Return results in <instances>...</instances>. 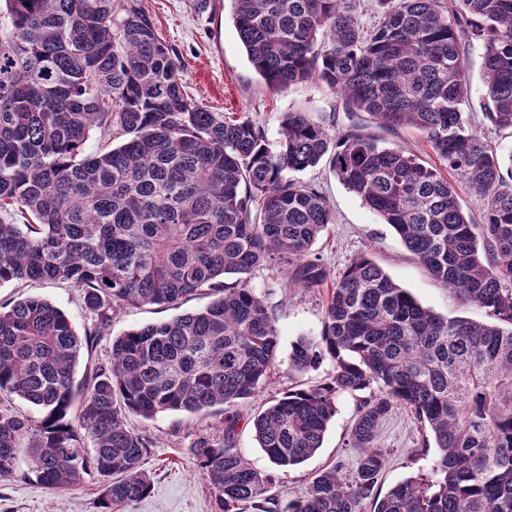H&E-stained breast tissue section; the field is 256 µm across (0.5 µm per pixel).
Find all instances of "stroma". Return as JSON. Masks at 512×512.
Listing matches in <instances>:
<instances>
[{
    "label": "stroma",
    "mask_w": 512,
    "mask_h": 512,
    "mask_svg": "<svg viewBox=\"0 0 512 512\" xmlns=\"http://www.w3.org/2000/svg\"><path fill=\"white\" fill-rule=\"evenodd\" d=\"M152 16L163 40L175 48L185 64L182 79L189 98L211 111L227 116H246L262 126L270 141L279 138L283 113L305 111L314 116L335 115L338 126H346L342 99L325 83L309 79L277 91L268 90L247 59L230 12H211L209 0H138ZM469 90L466 113L480 130L485 143L501 152L512 151V129L493 126L485 117L483 47L473 42L465 53ZM298 180L314 185L330 201L336 222L322 233L312 247L328 272L326 284L314 288L284 287V269L262 264L250 273L252 286L272 311L280 332L278 359L258 393L242 406L236 446L258 471H276L270 495L287 500L302 494L313 477L333 465L351 463L344 442L356 416L358 398L344 393L336 399V415L322 447L300 465L274 469L259 447L252 427L253 417L290 388L325 383L334 372L332 362L303 373H289L288 355L302 336L316 337L322 330L324 307L339 273L360 255L375 261L397 284L409 290L424 306L445 317L485 320L482 309L463 303L453 291L441 286L406 250L393 229L330 172L328 165L298 173ZM29 296L48 299L69 318L77 332L89 327L94 315L85 306L80 289L67 282L28 281L0 284V303ZM209 302L204 294L187 297L178 307L127 306L112 316L108 336L91 350L82 351L77 375L111 358L112 339L129 330L157 324L175 313L195 312ZM129 425L148 438L152 446L143 467L151 480L150 492L140 501L116 508L115 512H216L215 496L202 476L192 446L198 437L222 439L221 419L207 412H165L146 420L129 415ZM427 430L412 414L395 409L382 424L378 446L388 456L380 489L388 491L403 479L429 474L437 456L427 446ZM101 485L88 476L77 488L55 492L37 482L27 458H19L14 473L0 479V512H98Z\"/></svg>",
    "instance_id": "1"
}]
</instances>
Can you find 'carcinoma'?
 <instances>
[{
	"label": "carcinoma",
	"mask_w": 512,
	"mask_h": 512,
	"mask_svg": "<svg viewBox=\"0 0 512 512\" xmlns=\"http://www.w3.org/2000/svg\"><path fill=\"white\" fill-rule=\"evenodd\" d=\"M0 10V283L66 281L94 322L79 335L50 301L0 304V479L19 455L52 491L99 477V512L145 497L148 438L126 416H223V438L192 448L218 512H512V154L487 145L464 116L466 44H484L490 123L512 128V0H378L364 26L350 0H230L247 58L272 89L310 78L346 111L385 129L416 127L441 165L485 201L475 224L439 169L361 125L282 114L272 145L249 118L187 98L176 51L128 0H4ZM121 139L88 150L90 131ZM329 159L339 182L390 225L441 285L487 320L445 318L371 258L338 277L317 339L302 336L288 372L329 359L330 381L290 390L254 417L277 468L322 447L336 397L359 395L346 447L300 496H266L272 473L235 445L240 407L276 363L280 333L247 274L276 258L287 288L323 284L311 248L336 222L328 199L290 178ZM20 216L24 223H14ZM206 291L203 310L112 338L111 359L76 382L83 347L126 306H174ZM398 407L430 429L432 475L378 493L376 445Z\"/></svg>",
	"instance_id": "obj_1"
}]
</instances>
